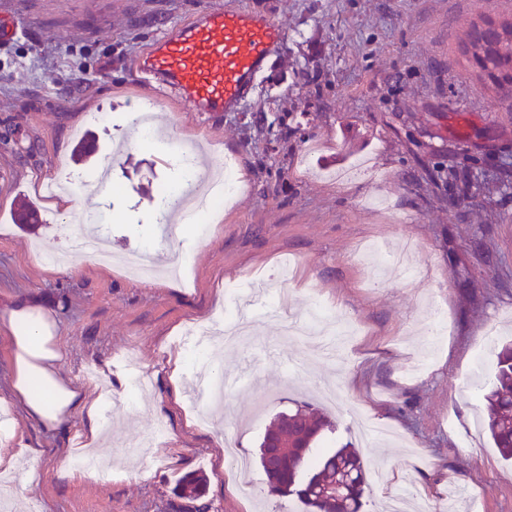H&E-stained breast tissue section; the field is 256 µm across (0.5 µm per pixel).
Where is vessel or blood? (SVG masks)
<instances>
[{
  "mask_svg": "<svg viewBox=\"0 0 512 512\" xmlns=\"http://www.w3.org/2000/svg\"><path fill=\"white\" fill-rule=\"evenodd\" d=\"M285 39L266 13L235 4L204 8L152 42L135 68L188 111L214 116L246 99Z\"/></svg>",
  "mask_w": 512,
  "mask_h": 512,
  "instance_id": "vessel-or-blood-1",
  "label": "vessel or blood"
}]
</instances>
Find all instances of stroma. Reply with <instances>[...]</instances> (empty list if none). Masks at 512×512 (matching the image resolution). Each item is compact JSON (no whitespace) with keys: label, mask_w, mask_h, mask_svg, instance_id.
I'll return each mask as SVG.
<instances>
[{"label":"stroma","mask_w":512,"mask_h":512,"mask_svg":"<svg viewBox=\"0 0 512 512\" xmlns=\"http://www.w3.org/2000/svg\"><path fill=\"white\" fill-rule=\"evenodd\" d=\"M229 0H0L13 34L0 48V314L24 299L52 316L64 351L61 375L122 402L110 414V478L58 477V458L83 429L47 432L16 406L7 414L40 456L35 479L14 481L10 512H173V489L188 472L207 479L208 512H302L291 497L266 493L259 445L274 418L297 404L320 407L315 387L332 382L341 404L319 449L358 447L371 477L363 512H386L414 488L428 508L449 490L479 512H512V463L482 427L485 401L464 388L478 351L512 341V107L482 83L460 52L473 22L512 16V0H239L269 14L287 37L236 111L203 117L172 97H155L156 142L133 138L129 121L145 99L134 63L148 43L205 7ZM110 117L93 125L91 112ZM98 150L78 160L82 137ZM232 161L244 188L225 206L220 232L184 228L189 278L139 281L127 262L148 252L165 262L174 243L157 223L159 189L180 179L176 156ZM466 171L472 197L456 204L440 175ZM111 167L115 188L96 226L119 263L77 256L65 274L47 273L36 252L58 241L74 214L54 210L42 182L65 168L91 186ZM36 229L11 223L22 204ZM415 248L418 274L378 275L366 244ZM256 283L265 321L236 350L178 344L189 323L237 309L229 287ZM287 292L306 314L322 302L354 323L344 359L316 362L303 339L282 341L268 320ZM442 308L443 338L431 344L426 306ZM424 370L402 368L419 352ZM183 382L232 372L246 379L211 408V424L190 421L188 392L172 396L173 357ZM387 422L401 444L361 446L342 405ZM164 427L147 478L132 475V444ZM239 443V472L223 442ZM258 484L250 497L242 480Z\"/></svg>","instance_id":"stroma-1"}]
</instances>
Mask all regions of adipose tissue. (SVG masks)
<instances>
[{"label":"adipose tissue","mask_w":512,"mask_h":512,"mask_svg":"<svg viewBox=\"0 0 512 512\" xmlns=\"http://www.w3.org/2000/svg\"><path fill=\"white\" fill-rule=\"evenodd\" d=\"M0 337L11 348V403L49 431L63 428L75 413H82L86 444L97 446L111 400L60 375L64 352L57 345L55 322L42 310L20 302L0 316Z\"/></svg>","instance_id":"adipose-tissue-1"}]
</instances>
